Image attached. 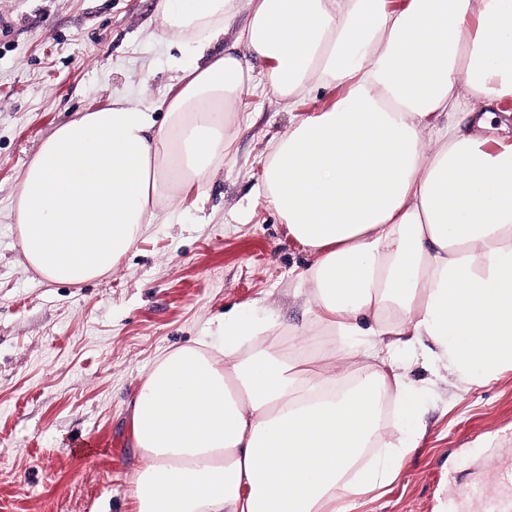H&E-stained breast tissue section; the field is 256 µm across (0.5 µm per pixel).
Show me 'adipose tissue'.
<instances>
[{
    "instance_id": "adipose-tissue-1",
    "label": "adipose tissue",
    "mask_w": 512,
    "mask_h": 512,
    "mask_svg": "<svg viewBox=\"0 0 512 512\" xmlns=\"http://www.w3.org/2000/svg\"><path fill=\"white\" fill-rule=\"evenodd\" d=\"M389 4L160 0L193 57L175 93L77 113L26 163L23 255L81 284L224 159L244 89H346L294 116L263 184L313 257L300 279L316 324L341 344L303 370L295 337L266 342L233 310L159 360L131 407L135 512H356L417 445L423 393L406 366L423 339L461 378L512 367V0ZM243 10V52L221 50Z\"/></svg>"
}]
</instances>
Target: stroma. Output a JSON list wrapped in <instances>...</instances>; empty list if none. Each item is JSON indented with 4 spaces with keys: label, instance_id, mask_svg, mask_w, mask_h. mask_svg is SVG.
I'll list each match as a JSON object with an SVG mask.
<instances>
[{
    "label": "stroma",
    "instance_id": "stroma-1",
    "mask_svg": "<svg viewBox=\"0 0 512 512\" xmlns=\"http://www.w3.org/2000/svg\"><path fill=\"white\" fill-rule=\"evenodd\" d=\"M158 3L0 0V512H131V401L157 359L224 309L273 315L276 339L308 330L294 356L309 367L337 343L311 332L299 288L311 257L262 187L292 114L330 109L340 87L290 103L243 94L225 117L231 154L159 206L111 273L53 283L24 258L13 205L41 141L112 95L148 105L174 93L181 52ZM408 376L424 392L423 434L358 512H455L459 489L496 490L512 467V367L487 381L416 363Z\"/></svg>",
    "mask_w": 512,
    "mask_h": 512
}]
</instances>
